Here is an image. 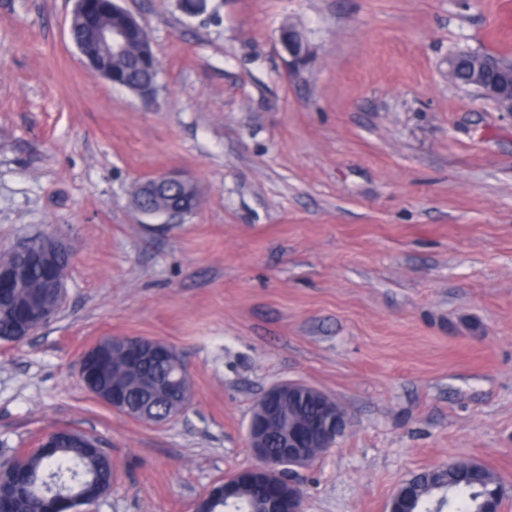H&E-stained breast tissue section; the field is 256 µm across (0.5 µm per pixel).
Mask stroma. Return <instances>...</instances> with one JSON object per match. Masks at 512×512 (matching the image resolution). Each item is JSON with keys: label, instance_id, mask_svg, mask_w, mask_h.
Instances as JSON below:
<instances>
[{"label": "stroma", "instance_id": "stroma-1", "mask_svg": "<svg viewBox=\"0 0 512 512\" xmlns=\"http://www.w3.org/2000/svg\"><path fill=\"white\" fill-rule=\"evenodd\" d=\"M119 3L160 65L148 100L82 58L75 0H0V252L72 251L59 316L0 341V455L76 429L115 467L94 512H193L255 464L263 393L300 381L351 421L297 469L304 512H386L451 460L492 469L512 512V114L448 79L459 50L512 60V0ZM167 173L199 190L176 224L133 199ZM108 336L182 352L176 420L86 392ZM283 31L285 32L281 34L280 43L283 51L288 55V66L299 68L309 57L308 47L296 30L286 28Z\"/></svg>", "mask_w": 512, "mask_h": 512}]
</instances>
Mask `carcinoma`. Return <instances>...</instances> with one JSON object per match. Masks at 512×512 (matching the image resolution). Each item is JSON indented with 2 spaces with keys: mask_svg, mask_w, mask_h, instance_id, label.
I'll return each instance as SVG.
<instances>
[{
  "mask_svg": "<svg viewBox=\"0 0 512 512\" xmlns=\"http://www.w3.org/2000/svg\"><path fill=\"white\" fill-rule=\"evenodd\" d=\"M112 16V24H125V14L114 0H87L84 11L70 26L73 43L86 53L94 49V34ZM154 55L150 40L142 30L128 31L126 50L110 57L106 67L112 70V83L138 96L156 92L159 71L152 62ZM135 202L140 206L164 210L177 208L182 214L192 213L198 204L196 188L182 187L169 195L145 196L138 192ZM43 248V239L24 246L30 268L21 286L10 296H0V341L19 342L23 337L16 329L15 305L24 299L39 297L43 303L52 296L43 292L40 268L36 262ZM99 368L105 376L97 393L103 394L117 387L129 405L147 407L159 422L165 421L175 405L165 398L156 385L158 376L175 380L179 368L185 367L179 356L167 366L146 359L134 366L128 362L121 347L104 342ZM282 427L268 424L264 427V441L268 453L279 448ZM48 444L23 454L0 457V512H49L55 498H87L112 489V455L102 448L99 440L72 429H62L47 436ZM496 474L482 466L466 461H453L417 476V492L404 500L403 512H483L486 499L495 496ZM266 488L244 485L237 498L226 503L224 497L209 495L202 507L209 512H262Z\"/></svg>",
  "mask_w": 512,
  "mask_h": 512,
  "instance_id": "cac0c4a2",
  "label": "carcinoma"
}]
</instances>
